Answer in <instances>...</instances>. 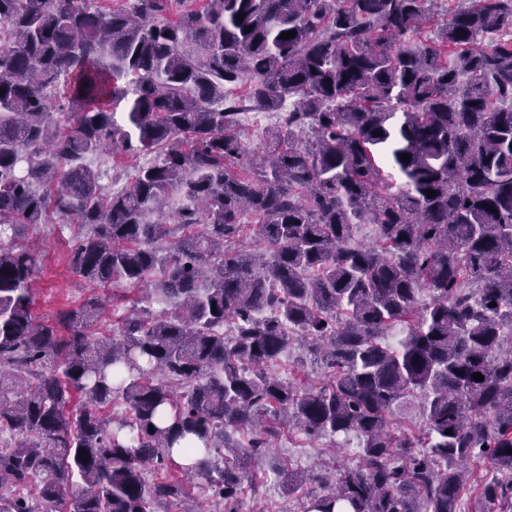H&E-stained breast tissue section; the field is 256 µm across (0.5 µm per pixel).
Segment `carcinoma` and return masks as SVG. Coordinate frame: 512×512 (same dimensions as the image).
<instances>
[{
	"label": "carcinoma",
	"instance_id": "1",
	"mask_svg": "<svg viewBox=\"0 0 512 512\" xmlns=\"http://www.w3.org/2000/svg\"><path fill=\"white\" fill-rule=\"evenodd\" d=\"M437 10L0 0V512H170L195 480L239 512L291 425L363 440L356 465L277 470L304 512H512V0ZM253 111L277 120L245 165ZM116 147L161 152L108 191L86 159ZM57 215L75 275L154 277L111 335L97 297L34 317L16 239ZM248 215L266 254L238 244ZM294 342L326 384L269 374ZM417 396L425 433L399 440ZM476 456L497 475L469 480Z\"/></svg>",
	"mask_w": 512,
	"mask_h": 512
}]
</instances>
